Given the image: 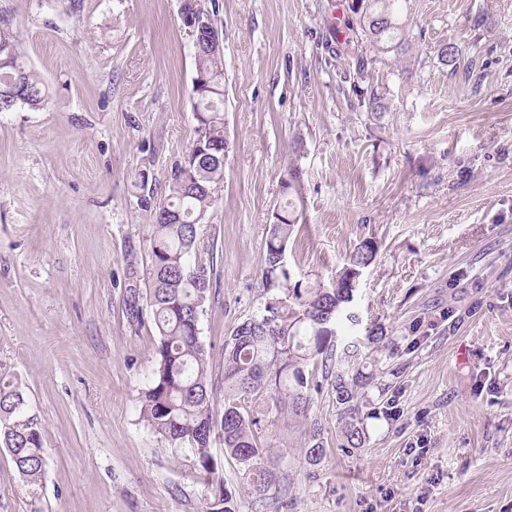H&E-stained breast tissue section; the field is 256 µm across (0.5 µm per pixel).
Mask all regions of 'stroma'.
Returning <instances> with one entry per match:
<instances>
[{"instance_id":"stroma-1","label":"stroma","mask_w":512,"mask_h":512,"mask_svg":"<svg viewBox=\"0 0 512 512\" xmlns=\"http://www.w3.org/2000/svg\"><path fill=\"white\" fill-rule=\"evenodd\" d=\"M184 0H0V31L47 100L0 112V373L37 416L47 466L30 491L0 448V512H202L192 454L141 420L156 332L123 315L128 240L196 138ZM224 54L230 152L196 259L212 270L200 338L213 381L224 339L264 300L281 181L299 191L295 279L328 281L377 248L354 292L366 441L342 451L335 395L313 415L326 456L308 476L298 434L278 500L212 453L237 512H512V0H402L410 53L369 70L385 111L350 90V0H200ZM453 43L443 65L431 46Z\"/></svg>"}]
</instances>
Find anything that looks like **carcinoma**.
I'll return each instance as SVG.
<instances>
[{"mask_svg":"<svg viewBox=\"0 0 512 512\" xmlns=\"http://www.w3.org/2000/svg\"><path fill=\"white\" fill-rule=\"evenodd\" d=\"M399 0H351L348 30L377 50L379 57H361L364 77L382 55L409 49L399 18ZM8 56H0V112L18 105L38 108L45 100L41 78L23 60L15 40L0 32ZM433 53L443 65L457 60L459 48L440 43ZM193 111L200 114L204 138L224 141L223 53L207 46L194 49ZM357 100L371 111L383 109L382 97L353 84ZM224 182V164L204 163L191 171L175 169L169 193L155 206V223L146 237L149 264L141 263V243L125 245L128 284L123 299L130 326L140 329L151 315L157 333L149 387L141 397L140 415L155 433L195 457L200 474L215 487L206 512H236L224 491L210 443L219 434L224 456L233 460L243 484L258 501L279 494L277 476L282 452L267 440L272 427L295 424L304 435V461L314 470L325 455L321 423L311 416L314 394L331 387L343 424L341 447L359 448L365 441L357 390L372 376L354 369L363 341L378 342L382 327L365 340L351 334L359 325L351 307L350 279L369 267L376 246L360 243L341 271L327 283L302 286L292 282L288 243L295 219L288 211L275 216L265 240L263 279L266 298L259 314L234 327L224 339V413L213 414L217 387L212 383L208 355L200 340V316L210 293L206 266L191 261L199 240V224L215 199L206 190ZM22 384L0 378V447L8 451L15 470L31 490L39 486L46 467L40 423L27 410Z\"/></svg>","mask_w":512,"mask_h":512,"instance_id":"1","label":"carcinoma"}]
</instances>
